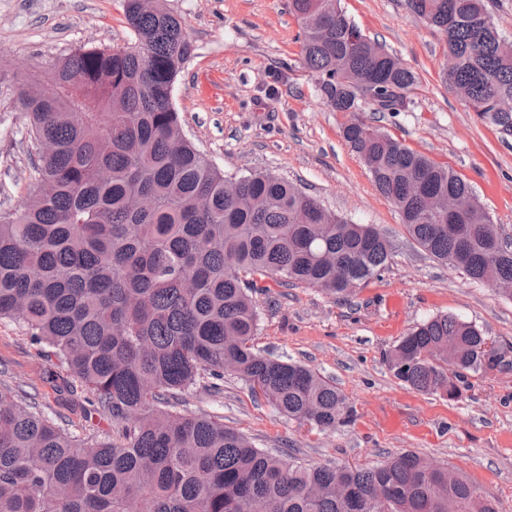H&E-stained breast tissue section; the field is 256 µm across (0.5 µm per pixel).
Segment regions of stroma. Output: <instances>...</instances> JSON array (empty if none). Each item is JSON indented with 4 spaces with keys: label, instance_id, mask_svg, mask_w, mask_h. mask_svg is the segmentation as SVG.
Masks as SVG:
<instances>
[{
    "label": "stroma",
    "instance_id": "stroma-1",
    "mask_svg": "<svg viewBox=\"0 0 512 512\" xmlns=\"http://www.w3.org/2000/svg\"><path fill=\"white\" fill-rule=\"evenodd\" d=\"M195 54L172 92L187 137L225 174H275L327 210L377 228L391 244L380 278L338 299L319 289L265 279L254 293L257 349L306 365L332 380L354 411L348 425L322 431L280 416L243 381L224 391L192 389L187 407L223 417L258 448L302 464L372 466L413 451L463 471L512 512V364L467 373L456 399L418 393L386 357L415 323L440 313L476 325L512 347V295L467 279L423 252L396 206L376 189L344 140V114L331 111L303 67L289 0H167ZM371 38L418 76L410 111L383 128L464 175L503 233L512 236V141L467 109L444 80L441 38L408 0H341ZM122 0H0V212L16 208L33 172L27 115L13 106L17 72H42L80 46L130 42ZM53 361L19 326L0 320V382L33 395L81 435L114 439L111 418L84 411L85 388L59 392Z\"/></svg>",
    "mask_w": 512,
    "mask_h": 512
}]
</instances>
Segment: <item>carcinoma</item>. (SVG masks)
<instances>
[{
    "label": "carcinoma",
    "instance_id": "cac0c4a2",
    "mask_svg": "<svg viewBox=\"0 0 512 512\" xmlns=\"http://www.w3.org/2000/svg\"><path fill=\"white\" fill-rule=\"evenodd\" d=\"M458 60L445 77L466 107L512 136V42L484 0H408ZM304 67L326 106L348 116L342 134L419 247L492 288L512 282V242L459 175L410 148L363 112L407 111L413 69L362 29L340 0H290ZM131 43L80 48L42 79L14 76L29 118L35 186L0 214V319L48 349L57 378L78 381L120 441L71 432L33 398L0 385V512H498L490 495L414 453L372 467L290 462L208 413L176 409L225 363L279 414L322 430L350 417L345 395L314 370L256 350L252 277L331 296L386 269L376 228L326 211L288 180L228 177L184 134L172 101L195 47L166 0H123ZM484 26L474 25L476 18ZM389 87L362 103L360 85ZM426 193L465 200L454 231L427 212ZM504 253L488 265L492 247ZM455 343L453 359L441 347ZM472 323L440 314L410 329L388 357L394 376L425 395L459 389L464 372L492 369Z\"/></svg>",
    "mask_w": 512,
    "mask_h": 512
}]
</instances>
